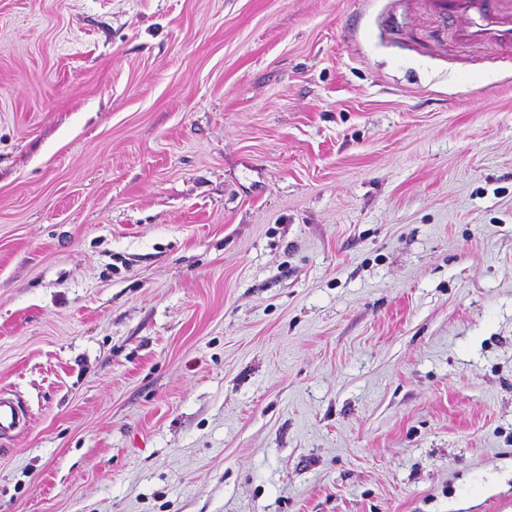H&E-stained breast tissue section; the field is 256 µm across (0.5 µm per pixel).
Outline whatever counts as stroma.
Returning a JSON list of instances; mask_svg holds the SVG:
<instances>
[{
	"label": "stroma",
	"mask_w": 512,
	"mask_h": 512,
	"mask_svg": "<svg viewBox=\"0 0 512 512\" xmlns=\"http://www.w3.org/2000/svg\"><path fill=\"white\" fill-rule=\"evenodd\" d=\"M425 0H0V512H512V57Z\"/></svg>",
	"instance_id": "stroma-1"
}]
</instances>
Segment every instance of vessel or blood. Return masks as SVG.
<instances>
[{"instance_id": "b4317fda", "label": "vessel or blood", "mask_w": 512, "mask_h": 512, "mask_svg": "<svg viewBox=\"0 0 512 512\" xmlns=\"http://www.w3.org/2000/svg\"><path fill=\"white\" fill-rule=\"evenodd\" d=\"M433 13L457 20L451 36L466 43L512 47V0H428Z\"/></svg>"}]
</instances>
